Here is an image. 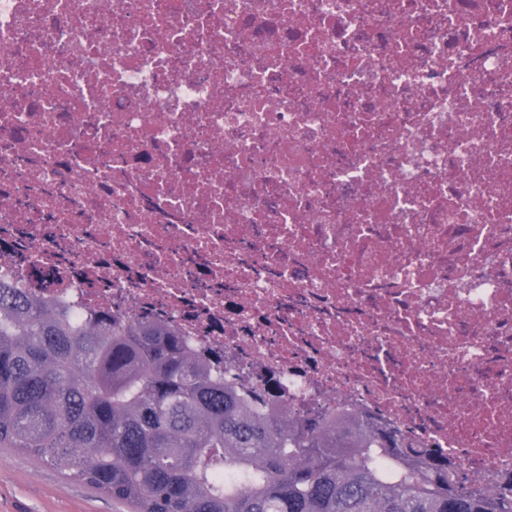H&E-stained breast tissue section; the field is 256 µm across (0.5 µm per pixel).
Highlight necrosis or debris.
I'll list each match as a JSON object with an SVG mask.
<instances>
[{
  "mask_svg": "<svg viewBox=\"0 0 512 512\" xmlns=\"http://www.w3.org/2000/svg\"><path fill=\"white\" fill-rule=\"evenodd\" d=\"M0 280L497 486L512 0H0Z\"/></svg>",
  "mask_w": 512,
  "mask_h": 512,
  "instance_id": "obj_1",
  "label": "necrosis or debris"
}]
</instances>
